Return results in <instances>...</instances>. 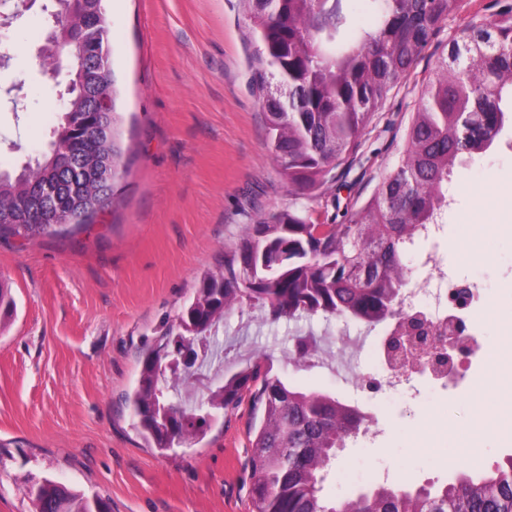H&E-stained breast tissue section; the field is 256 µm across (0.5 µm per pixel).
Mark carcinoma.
I'll use <instances>...</instances> for the list:
<instances>
[{"label":"carcinoma","instance_id":"carcinoma-1","mask_svg":"<svg viewBox=\"0 0 512 512\" xmlns=\"http://www.w3.org/2000/svg\"><path fill=\"white\" fill-rule=\"evenodd\" d=\"M373 27L356 25L343 0H242L258 44L252 82L267 113V134L281 181L294 202L259 214L224 266L205 270L177 333L144 356L128 396L146 445L173 446L166 422L186 442L211 421L173 404L167 391L189 373L163 369L162 351L208 336L248 304L275 319L345 318L368 327L395 319L408 284L405 246L422 224L435 223L448 200V179L463 154L482 153L512 123V4L494 17L473 12L423 82L394 166L346 222L321 219L307 205L335 179L374 112L408 75L443 24L471 0H367ZM90 13L56 16L55 44ZM66 99L47 146L11 175L0 172V235H57L94 223L116 201L126 172L118 89L112 63L97 54L66 64ZM48 184V196L35 188ZM290 358L313 357L318 339L302 336ZM207 388L198 402L234 409L253 391L252 512H333L323 482L346 429L351 406L308 391L253 365ZM35 512H95L103 506L45 480L29 490ZM360 512H512V455L483 472L472 460L443 485L414 492L380 485L357 493Z\"/></svg>","mask_w":512,"mask_h":512}]
</instances>
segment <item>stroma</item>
Masks as SVG:
<instances>
[{
    "label": "stroma",
    "mask_w": 512,
    "mask_h": 512,
    "mask_svg": "<svg viewBox=\"0 0 512 512\" xmlns=\"http://www.w3.org/2000/svg\"><path fill=\"white\" fill-rule=\"evenodd\" d=\"M121 89L126 174L117 202L90 227L30 239L0 237V277L16 300L0 319V512H33L31 486L49 478L103 500L109 512H252L250 399L219 410L205 437L166 454L146 448L127 396L145 353L159 346L192 299L198 275L224 262L247 214L288 206L266 114L252 85L257 49L239 0H103ZM444 25L362 133L336 183L313 200L340 216L363 205L395 164L423 80L449 32ZM48 14L33 6L0 27V172L19 169L48 143L61 102L40 65ZM488 188L486 199L478 191ZM443 233L412 246L408 281L423 277L421 252H436L448 285L478 290L471 316L479 349L448 379L416 373L388 387L376 352L388 327L317 317L272 319L249 307L217 328L213 359L195 368L211 381L266 354L273 373L358 406L366 420L348 438L324 483L341 502L385 484L400 490L447 482V449L418 447L430 423L475 417L489 356L512 368V126L485 154L452 174ZM486 260H463L473 228ZM321 352L289 364L296 336Z\"/></svg>",
    "instance_id": "1"
}]
</instances>
